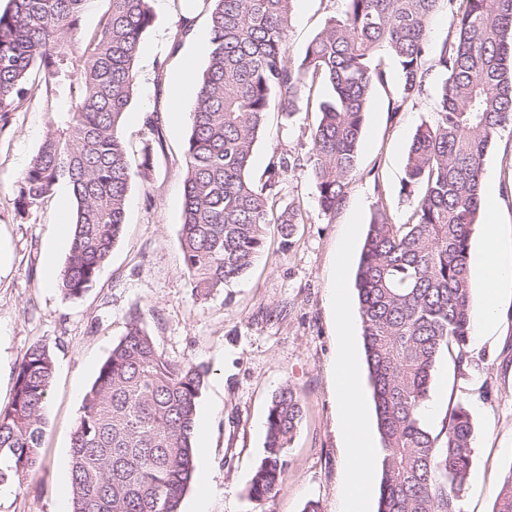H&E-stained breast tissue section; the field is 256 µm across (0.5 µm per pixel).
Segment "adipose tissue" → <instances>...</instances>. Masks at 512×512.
I'll list each match as a JSON object with an SVG mask.
<instances>
[{"mask_svg": "<svg viewBox=\"0 0 512 512\" xmlns=\"http://www.w3.org/2000/svg\"><path fill=\"white\" fill-rule=\"evenodd\" d=\"M482 262L486 273L485 290L473 300L471 333L475 343H484L498 326V292L512 284V258L507 257L495 207L485 209V236ZM354 351L349 336H342L341 370L337 398L341 411V430L350 450L348 475L343 492L342 512H370L368 489L376 459L381 450L373 445L365 426V400L351 366Z\"/></svg>", "mask_w": 512, "mask_h": 512, "instance_id": "ef3b65f1", "label": "adipose tissue"}]
</instances>
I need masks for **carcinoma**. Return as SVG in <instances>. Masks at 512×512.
Instances as JSON below:
<instances>
[{
	"label": "carcinoma",
	"instance_id": "1",
	"mask_svg": "<svg viewBox=\"0 0 512 512\" xmlns=\"http://www.w3.org/2000/svg\"><path fill=\"white\" fill-rule=\"evenodd\" d=\"M448 3L455 38L442 45L435 120L415 132L403 189L412 215L394 224L376 213L355 277L383 457L377 512H462L473 455L468 408L448 410L439 430L420 414L443 355L468 364L472 321L470 239L478 222L486 156L512 127V0H345L295 62L284 42L294 0H191L208 15L210 51L198 82L186 144L181 247L198 300L250 270L267 229L291 240L301 205L282 203L290 172L315 181L332 214L358 170L376 63L392 56L402 74L399 112L424 87L428 21ZM87 0H9L0 10V118L38 85L53 121L18 178L16 210L37 209L59 183L72 188L73 241L57 288H91L122 238L131 184L149 179L162 140L132 158L121 127L136 85L134 59L154 22L152 0H109L96 33L81 41ZM328 96L305 154L281 153L257 184L249 169L266 115L301 110L314 83ZM56 372L45 344L24 353L11 403L0 408V486L42 464L45 409ZM207 371L169 360L139 317L112 346L83 400L71 438L72 512H180L195 476V420ZM290 385L272 396L264 454L248 491L274 497L302 421ZM493 512H512V469Z\"/></svg>",
	"mask_w": 512,
	"mask_h": 512
}]
</instances>
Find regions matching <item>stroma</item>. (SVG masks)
<instances>
[{
  "mask_svg": "<svg viewBox=\"0 0 512 512\" xmlns=\"http://www.w3.org/2000/svg\"><path fill=\"white\" fill-rule=\"evenodd\" d=\"M343 8L344 0H295L287 57L298 60L326 17ZM153 11L154 24L135 57L136 87L122 135L131 155H139L151 137L144 116L152 113L163 147L154 156L149 179L134 180L125 234L96 283L79 298H64L43 282L46 260L60 268L69 254L62 248L50 258L45 251L55 232L58 192L27 216H18L15 208L18 177L52 118L44 92L33 88L23 107L0 121V234L9 237L13 249L10 268L0 273V407L12 400L16 368L30 346L46 344L56 360L45 412L43 465L23 486L0 488V512H71L70 446L82 401L135 314L166 357L208 371L198 408L206 414L209 441L196 458L195 480L183 497L182 512H190L204 486L209 489L207 512H303L310 501L318 503L319 512H340L348 451L334 397L339 337L330 275L342 273L349 331L355 348H362L355 288L361 248L376 211H385L397 224L411 214V199L402 189L406 154L417 128L436 117L442 79L437 54L455 36L453 14L443 5L431 16L424 89L397 113L391 105L400 92L399 71L390 56L381 55L386 75L375 84L365 114L359 173L336 213H322L306 174H288L283 195L299 202L305 213L291 247H283L278 228L270 227L250 272L202 301L192 294L180 242L192 107L184 105L179 116H172L168 82L189 60L203 71L209 44L180 38L182 0H165ZM319 100V94H312L308 110L291 122L279 111L269 113L253 154V181L263 180L273 155L308 150ZM484 181L495 189L492 201L504 232H511L512 133L501 132L495 139ZM500 308L497 336L472 353L465 370L441 359L432 385L437 408L428 421L431 428H438L448 407L457 403L465 404L473 418L472 470L481 484L466 486L463 512H492L497 490L512 471L511 287L502 289ZM286 384L301 396L303 421L281 491L258 504L249 499L248 488L263 455L271 396Z\"/></svg>",
  "mask_w": 512,
  "mask_h": 512,
  "instance_id": "35a3bbf8",
  "label": "stroma"
}]
</instances>
